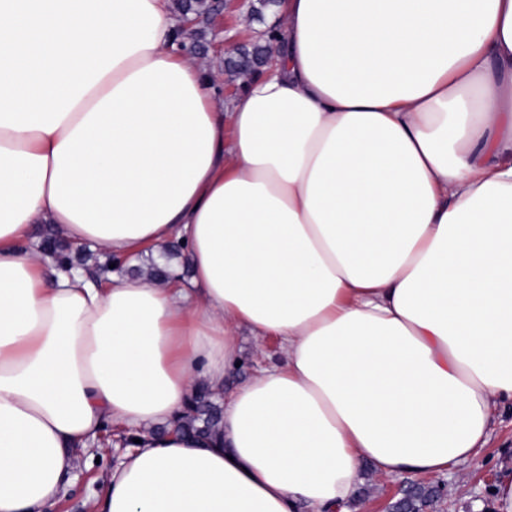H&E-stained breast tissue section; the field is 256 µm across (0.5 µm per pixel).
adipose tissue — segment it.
<instances>
[{"mask_svg":"<svg viewBox=\"0 0 512 512\" xmlns=\"http://www.w3.org/2000/svg\"><path fill=\"white\" fill-rule=\"evenodd\" d=\"M218 103L170 0H0V512L136 444L101 512H350L512 405V0H284ZM189 286L63 269L34 237ZM281 356L225 391L236 339ZM218 430H177L199 388Z\"/></svg>","mask_w":512,"mask_h":512,"instance_id":"obj_1","label":"adipose tissue"}]
</instances>
